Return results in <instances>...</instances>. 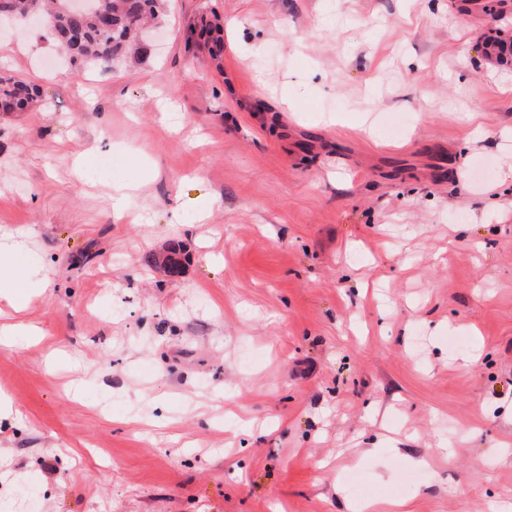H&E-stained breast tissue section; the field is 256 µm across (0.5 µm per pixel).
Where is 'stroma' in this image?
<instances>
[{"instance_id": "obj_1", "label": "stroma", "mask_w": 512, "mask_h": 512, "mask_svg": "<svg viewBox=\"0 0 512 512\" xmlns=\"http://www.w3.org/2000/svg\"><path fill=\"white\" fill-rule=\"evenodd\" d=\"M158 22L111 72L0 27L44 95L0 113V319L41 331L0 345V512H512V7ZM0 296L11 295L20 282L24 265L25 251L23 241L12 235H0Z\"/></svg>"}]
</instances>
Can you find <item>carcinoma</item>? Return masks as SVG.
<instances>
[{
  "instance_id": "carcinoma-1",
  "label": "carcinoma",
  "mask_w": 512,
  "mask_h": 512,
  "mask_svg": "<svg viewBox=\"0 0 512 512\" xmlns=\"http://www.w3.org/2000/svg\"><path fill=\"white\" fill-rule=\"evenodd\" d=\"M107 15L108 23L89 10L80 16L67 12L65 0H0V6L36 10L49 26L55 42L72 55L70 63L77 69L96 65L114 70L115 64L128 53L141 49V29L150 18L158 15L159 0H94ZM200 35L212 43L211 56L221 60L224 39L213 34L205 24ZM42 98L38 84L14 75L0 74V106L7 112H24Z\"/></svg>"
}]
</instances>
